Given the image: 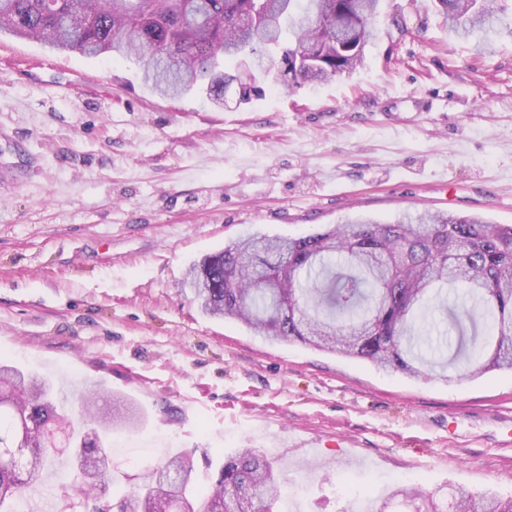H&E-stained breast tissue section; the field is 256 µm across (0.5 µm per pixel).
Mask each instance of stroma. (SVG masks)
Returning a JSON list of instances; mask_svg holds the SVG:
<instances>
[{"instance_id":"stroma-1","label":"stroma","mask_w":512,"mask_h":512,"mask_svg":"<svg viewBox=\"0 0 512 512\" xmlns=\"http://www.w3.org/2000/svg\"><path fill=\"white\" fill-rule=\"evenodd\" d=\"M365 65L216 108L137 69L0 38V362L68 407L97 386L121 499L177 453L242 448L275 512H372L401 482L512 499V373H387L200 310L188 268L247 234L304 236L405 210L512 225V34L487 53L434 0H381ZM67 455L27 492L57 505Z\"/></svg>"}]
</instances>
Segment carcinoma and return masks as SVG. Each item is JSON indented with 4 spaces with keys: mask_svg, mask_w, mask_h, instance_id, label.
I'll return each instance as SVG.
<instances>
[{
    "mask_svg": "<svg viewBox=\"0 0 512 512\" xmlns=\"http://www.w3.org/2000/svg\"><path fill=\"white\" fill-rule=\"evenodd\" d=\"M456 38L485 49L506 27V0H437ZM0 0V33L52 51L131 60L161 95L195 88L220 104L234 88L249 103L265 87L292 91L364 64L381 0ZM257 14V26L240 19ZM255 56L257 76L227 71ZM183 285L211 316L232 318L271 340L365 359L389 372L427 377L465 362L475 374L512 370V225L479 216L405 212L392 224L360 218L298 238L254 234L192 266ZM462 286L468 303L444 308L455 342L428 346L420 322L431 300ZM72 433L73 472L61 482L87 512H273L275 472L255 448L228 459L202 491L193 460L172 457L118 505L98 489L112 479L100 434L78 436L44 379L0 364V512H17L47 460L49 438ZM417 512H512L466 491L439 501L399 485L390 494Z\"/></svg>",
    "mask_w": 512,
    "mask_h": 512,
    "instance_id": "cac0c4a2",
    "label": "carcinoma"
}]
</instances>
